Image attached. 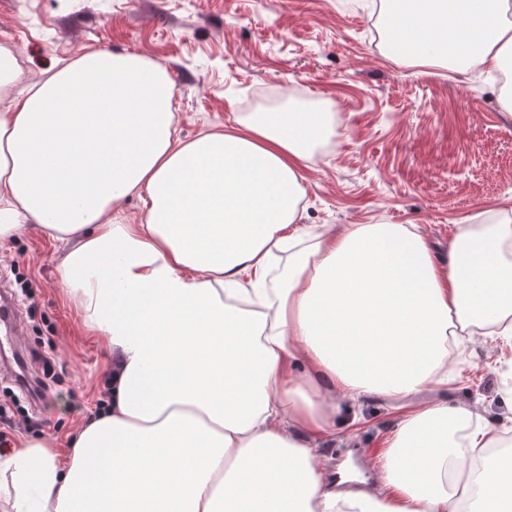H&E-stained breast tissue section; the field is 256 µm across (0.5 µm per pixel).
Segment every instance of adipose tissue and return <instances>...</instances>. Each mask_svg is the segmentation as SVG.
<instances>
[{"label":"adipose tissue","mask_w":512,"mask_h":512,"mask_svg":"<svg viewBox=\"0 0 512 512\" xmlns=\"http://www.w3.org/2000/svg\"><path fill=\"white\" fill-rule=\"evenodd\" d=\"M384 54L500 69L507 0H379ZM175 83L150 58L91 49L37 80L0 44V238L34 224L112 348V401L60 458L0 450V512H512V453L448 383L454 346H512V206L445 254L406 224L302 225L303 170L332 108L248 112L181 139ZM142 201L138 223L118 216ZM288 265L273 272L272 261ZM402 413L379 487L336 493L317 459L339 399ZM466 474L460 493L448 471Z\"/></svg>","instance_id":"adipose-tissue-1"}]
</instances>
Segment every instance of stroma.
Masks as SVG:
<instances>
[{
    "instance_id": "35a3bbf8",
    "label": "stroma",
    "mask_w": 512,
    "mask_h": 512,
    "mask_svg": "<svg viewBox=\"0 0 512 512\" xmlns=\"http://www.w3.org/2000/svg\"><path fill=\"white\" fill-rule=\"evenodd\" d=\"M0 43L16 47L33 79L89 47L151 58L175 82L184 139L267 102L332 101L336 134L303 172L302 221L313 228L413 224L444 251L458 225L512 204V115L496 78L392 62L362 0H0ZM60 253L33 225L0 239V275L34 286L16 296L24 319L14 340L36 349L52 339L62 367L40 414L43 438L65 454L106 391L112 350L66 294ZM450 371L447 387L423 400L472 406L512 435V348L468 344ZM399 418L379 400L349 405L336 417L335 447L317 454L330 467L354 457L373 475Z\"/></svg>"
}]
</instances>
